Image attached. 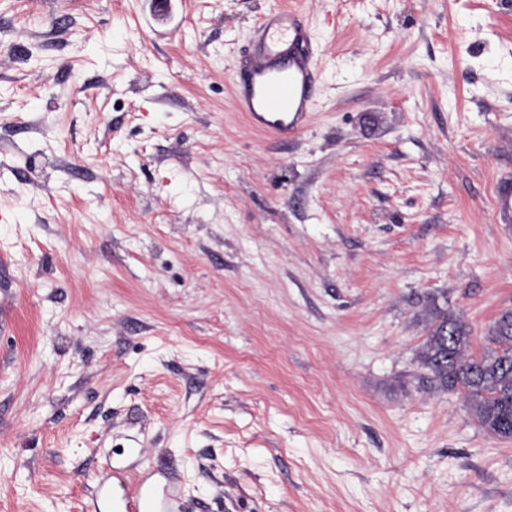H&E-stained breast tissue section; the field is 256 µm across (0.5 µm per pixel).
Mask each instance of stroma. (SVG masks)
I'll return each mask as SVG.
<instances>
[{
	"label": "stroma",
	"instance_id": "35a3bbf8",
	"mask_svg": "<svg viewBox=\"0 0 512 512\" xmlns=\"http://www.w3.org/2000/svg\"><path fill=\"white\" fill-rule=\"evenodd\" d=\"M320 51L296 140L232 100ZM512 0H0V512L99 472L181 512H512V439L418 352L512 311ZM317 55L295 12L268 11L258 19L251 52L232 85L253 129L292 140L309 126L320 80ZM494 213L498 224L512 223V182L497 184L494 192Z\"/></svg>",
	"mask_w": 512,
	"mask_h": 512
}]
</instances>
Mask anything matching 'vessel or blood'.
I'll list each match as a JSON object with an SVG mask.
<instances>
[{"mask_svg": "<svg viewBox=\"0 0 512 512\" xmlns=\"http://www.w3.org/2000/svg\"><path fill=\"white\" fill-rule=\"evenodd\" d=\"M318 48L292 11L261 16L252 49L233 80L235 103L249 125L262 133L292 140L309 126L320 80ZM497 223H512V182L494 192ZM176 485L156 489L138 482L125 489L118 512H178Z\"/></svg>", "mask_w": 512, "mask_h": 512, "instance_id": "obj_1", "label": "vessel or blood"}]
</instances>
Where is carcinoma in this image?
Returning a JSON list of instances; mask_svg holds the SVG:
<instances>
[{
    "label": "carcinoma",
    "instance_id": "obj_1",
    "mask_svg": "<svg viewBox=\"0 0 512 512\" xmlns=\"http://www.w3.org/2000/svg\"><path fill=\"white\" fill-rule=\"evenodd\" d=\"M490 348L469 353L470 330L444 315L426 336L418 360L428 381L444 392L460 391L470 413L489 434L512 439V313L502 314L486 336Z\"/></svg>",
    "mask_w": 512,
    "mask_h": 512
}]
</instances>
